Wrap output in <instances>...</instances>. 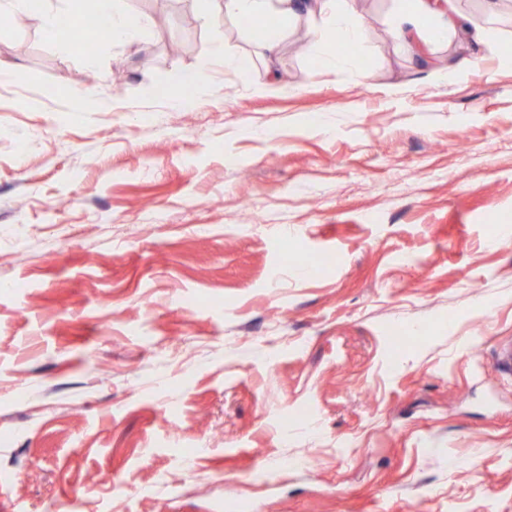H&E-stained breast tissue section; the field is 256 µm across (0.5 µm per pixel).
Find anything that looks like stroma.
<instances>
[{
  "instance_id": "35a3bbf8",
  "label": "stroma",
  "mask_w": 512,
  "mask_h": 512,
  "mask_svg": "<svg viewBox=\"0 0 512 512\" xmlns=\"http://www.w3.org/2000/svg\"><path fill=\"white\" fill-rule=\"evenodd\" d=\"M52 6L0 26V512H512V8L455 0L497 36L426 66L355 0L354 49L269 63L123 0L89 69ZM91 2L98 13L104 12L109 16L113 43H124L143 30L142 18L119 7L116 4L117 1L93 0ZM205 81L204 74L199 70H185L177 79L175 88L168 89L164 97L175 107L185 103L183 90L187 88H198Z\"/></svg>"
}]
</instances>
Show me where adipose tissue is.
<instances>
[{
	"label": "adipose tissue",
	"instance_id": "1",
	"mask_svg": "<svg viewBox=\"0 0 512 512\" xmlns=\"http://www.w3.org/2000/svg\"><path fill=\"white\" fill-rule=\"evenodd\" d=\"M221 7L225 18L244 24L267 14L279 18V26L273 27L260 40L262 51L269 57L280 49L283 23L318 14L332 17L339 42L355 43L362 36V24L353 0H221ZM396 12L401 22L394 35L412 46L433 47L446 42L450 33L468 27L466 17L456 9L454 0H396Z\"/></svg>",
	"mask_w": 512,
	"mask_h": 512
}]
</instances>
